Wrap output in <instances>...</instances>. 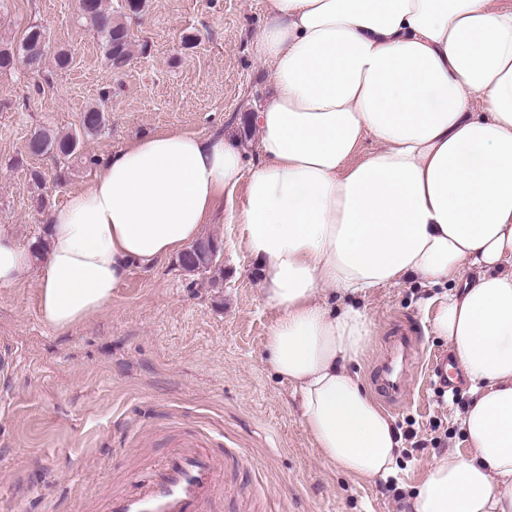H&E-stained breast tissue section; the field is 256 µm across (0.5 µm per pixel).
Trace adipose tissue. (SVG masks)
<instances>
[{"label":"adipose tissue","mask_w":512,"mask_h":512,"mask_svg":"<svg viewBox=\"0 0 512 512\" xmlns=\"http://www.w3.org/2000/svg\"><path fill=\"white\" fill-rule=\"evenodd\" d=\"M252 48L272 80L259 164L224 134L133 140L52 212L40 268L0 227V287L37 272L45 320L66 329L243 193L235 222L278 313L269 361L322 461L378 478L401 447L352 369L370 323L327 297L452 284L428 303L471 396L467 449L435 459L411 510L512 512V0H266Z\"/></svg>","instance_id":"1"}]
</instances>
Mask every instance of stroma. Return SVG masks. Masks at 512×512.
<instances>
[{"label": "stroma", "mask_w": 512, "mask_h": 512, "mask_svg": "<svg viewBox=\"0 0 512 512\" xmlns=\"http://www.w3.org/2000/svg\"><path fill=\"white\" fill-rule=\"evenodd\" d=\"M124 16L131 53L108 64L102 41L79 0H0V49L18 48L26 29L42 26L49 49L66 50L68 68L46 59L41 72L16 60L0 71V226L25 244L45 238L51 209L87 189L102 158L135 138L163 130L224 133L256 163L251 120L268 89L252 37L265 22L264 0H145ZM107 122L68 161L64 183L36 186L34 170L52 162L27 153L33 131L73 132L89 106ZM243 193L203 225L221 241L210 271H185L178 257L147 268L132 264L111 302L59 331L42 316L37 274L0 288V512H103L116 491L132 489L186 432L224 451L223 512H406L389 485L412 494L442 450L462 448L465 387L440 400L426 378L417 396L391 414L398 431L438 440L415 450L404 440L387 477L357 479L319 458L305 430L299 395L269 365L264 345L277 318L261 291L259 269L231 217ZM431 288L405 281L356 299L372 328L356 365L371 388L381 341L394 324L418 327L425 353L444 351L426 307ZM439 429H431V422Z\"/></svg>", "instance_id": "1"}]
</instances>
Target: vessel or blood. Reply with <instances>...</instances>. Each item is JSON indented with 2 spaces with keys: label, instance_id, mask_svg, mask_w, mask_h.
<instances>
[{
  "label": "vessel or blood",
  "instance_id": "b4317fda",
  "mask_svg": "<svg viewBox=\"0 0 512 512\" xmlns=\"http://www.w3.org/2000/svg\"><path fill=\"white\" fill-rule=\"evenodd\" d=\"M415 354L413 337L405 332L390 336L386 353L373 375L376 391L388 407H396L407 394ZM447 355H435L427 365L442 388L454 381ZM229 461L224 454L206 448L193 434L182 435L169 456L129 492L110 497L104 512H211Z\"/></svg>",
  "mask_w": 512,
  "mask_h": 512
}]
</instances>
